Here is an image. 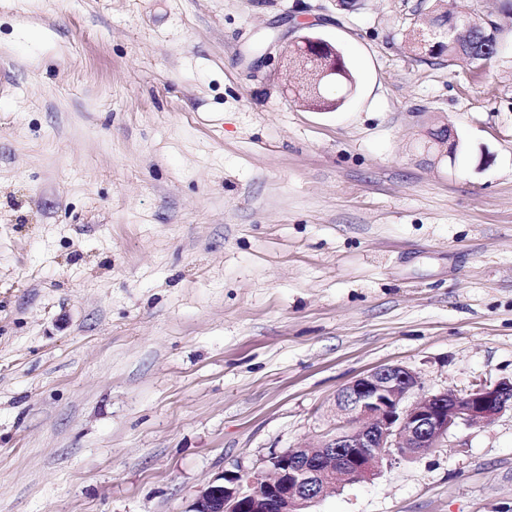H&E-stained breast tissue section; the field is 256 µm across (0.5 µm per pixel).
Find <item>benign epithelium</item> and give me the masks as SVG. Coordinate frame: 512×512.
I'll return each instance as SVG.
<instances>
[{
    "label": "benign epithelium",
    "mask_w": 512,
    "mask_h": 512,
    "mask_svg": "<svg viewBox=\"0 0 512 512\" xmlns=\"http://www.w3.org/2000/svg\"><path fill=\"white\" fill-rule=\"evenodd\" d=\"M495 24L477 7L464 9L449 34L459 28ZM299 73L298 100L311 107L309 93L336 80V50L321 37L303 35L286 51ZM436 159L448 157V130L430 143ZM419 377L399 365H385L360 376L336 395L344 421L314 447H293L268 458L267 471L226 473L199 489L189 512H308L339 478L374 474L385 460L413 457L438 447L448 432L489 424L512 410V380L479 383L465 393L442 390L417 395Z\"/></svg>",
    "instance_id": "benign-epithelium-1"
}]
</instances>
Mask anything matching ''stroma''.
<instances>
[{"label": "stroma", "instance_id": "35a3bbf8", "mask_svg": "<svg viewBox=\"0 0 512 512\" xmlns=\"http://www.w3.org/2000/svg\"><path fill=\"white\" fill-rule=\"evenodd\" d=\"M425 8L0 0V512H188L376 367L512 378V12L480 74L409 51ZM308 33L337 110L295 101ZM310 512H512V412ZM285 53L289 66L300 77L295 95L303 106L311 108L310 91H316L320 83L336 82V59L341 57L327 40L313 35L299 37ZM448 139H450L448 129H441L439 134L432 139L429 146H431V151L435 154L437 160L448 158L449 162L453 164L457 158L459 144L450 142L448 147Z\"/></svg>", "mask_w": 512, "mask_h": 512}]
</instances>
